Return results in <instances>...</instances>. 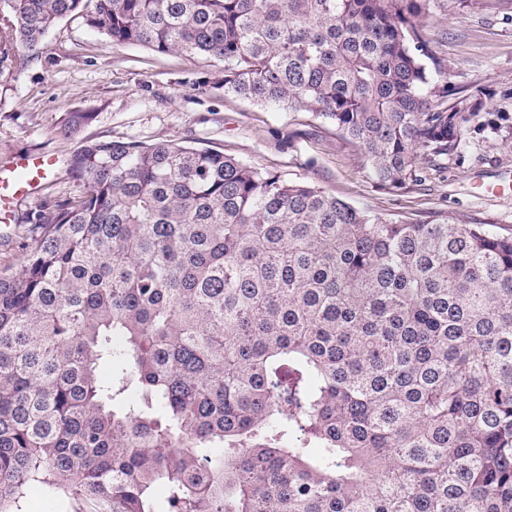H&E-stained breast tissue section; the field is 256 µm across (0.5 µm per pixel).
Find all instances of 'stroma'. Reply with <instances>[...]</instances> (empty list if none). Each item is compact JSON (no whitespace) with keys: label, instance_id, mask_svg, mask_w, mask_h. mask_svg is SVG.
Here are the masks:
<instances>
[{"label":"stroma","instance_id":"1","mask_svg":"<svg viewBox=\"0 0 512 512\" xmlns=\"http://www.w3.org/2000/svg\"><path fill=\"white\" fill-rule=\"evenodd\" d=\"M419 25L450 75L449 105L468 122L447 160L419 164L414 182L389 190L328 120L225 94L223 63L114 45L80 17L61 21L26 65L0 76V168L38 150L59 159L34 195L0 192V266L19 269L42 202L81 194L68 163L85 139L187 142L385 219L448 216L512 232V0H430ZM78 112L89 121L78 137H63Z\"/></svg>","mask_w":512,"mask_h":512}]
</instances>
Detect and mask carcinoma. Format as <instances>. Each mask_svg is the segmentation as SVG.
I'll return each instance as SVG.
<instances>
[{"label":"carcinoma","instance_id":"carcinoma-1","mask_svg":"<svg viewBox=\"0 0 512 512\" xmlns=\"http://www.w3.org/2000/svg\"><path fill=\"white\" fill-rule=\"evenodd\" d=\"M429 0H0V70L78 16L224 61L382 187L466 116ZM0 271V512H512V234L387 220L212 148L85 139Z\"/></svg>","mask_w":512,"mask_h":512}]
</instances>
